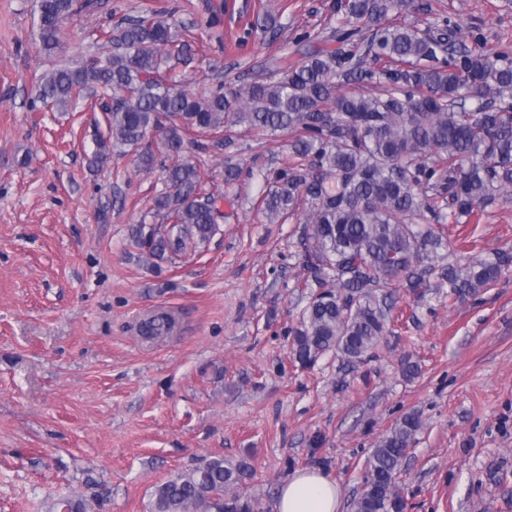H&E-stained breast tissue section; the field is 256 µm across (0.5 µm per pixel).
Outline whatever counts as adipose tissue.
<instances>
[{"instance_id": "obj_1", "label": "adipose tissue", "mask_w": 512, "mask_h": 512, "mask_svg": "<svg viewBox=\"0 0 512 512\" xmlns=\"http://www.w3.org/2000/svg\"><path fill=\"white\" fill-rule=\"evenodd\" d=\"M275 512H340V487L321 470H296L282 482Z\"/></svg>"}]
</instances>
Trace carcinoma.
<instances>
[{
	"mask_svg": "<svg viewBox=\"0 0 512 512\" xmlns=\"http://www.w3.org/2000/svg\"><path fill=\"white\" fill-rule=\"evenodd\" d=\"M90 0H40L36 35L45 53L59 42L61 22L87 10ZM331 36H301L304 58L277 76L226 93L224 83L197 92L162 75L167 59L182 60L186 43L158 13L130 18L110 34L112 49L88 64L54 65L38 77L37 99L59 108L84 92L110 90L103 107L107 134L96 142L99 164L118 147L138 152L150 171L155 153L143 146L163 134L167 190L153 199L161 224H139L136 244L163 261L196 251L224 221L199 166L182 156L224 145L222 134L242 126L269 139L298 132L296 164L275 174L262 200L267 219L297 217L305 286L316 285L292 347L314 366L334 353L348 363L367 358L388 331V290H416L433 273L450 294L474 295L499 277L503 261L430 263L446 224H458L512 196V48L469 47L459 25L446 19L425 29L401 22L415 0H336ZM337 43L329 49L328 44ZM310 204L306 210L303 203ZM433 219L439 225H421ZM166 314L152 317L146 336L169 333ZM403 416L379 441L365 465L354 512H406L397 485L406 451L420 430ZM244 461L203 457L156 486L149 512H258L240 494L250 475ZM82 498L60 497L51 512H89Z\"/></svg>",
	"mask_w": 512,
	"mask_h": 512,
	"instance_id": "cac0c4a2",
	"label": "carcinoma"
}]
</instances>
